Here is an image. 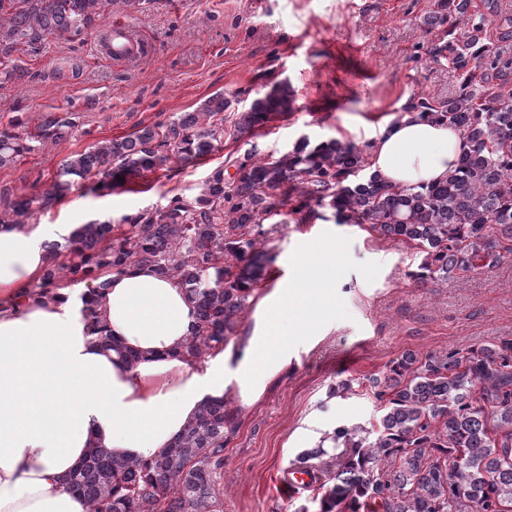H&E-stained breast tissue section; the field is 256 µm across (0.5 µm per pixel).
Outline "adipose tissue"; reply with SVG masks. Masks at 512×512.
I'll use <instances>...</instances> for the list:
<instances>
[{
  "mask_svg": "<svg viewBox=\"0 0 512 512\" xmlns=\"http://www.w3.org/2000/svg\"><path fill=\"white\" fill-rule=\"evenodd\" d=\"M465 148L456 128L405 112L372 138L367 156L386 183L414 187L446 179ZM49 261L33 231L0 225V512H88L67 477L92 443L120 458L162 451L228 383L253 394L283 369L282 355L266 350L268 337L281 333L280 313L298 332L336 309L334 250L301 254L305 275L260 299L228 382L223 351L201 370L180 355L196 323L185 292L135 267L110 275L101 308L114 339L141 354L132 366L96 341L72 289L31 294Z\"/></svg>",
  "mask_w": 512,
  "mask_h": 512,
  "instance_id": "adipose-tissue-1",
  "label": "adipose tissue"
}]
</instances>
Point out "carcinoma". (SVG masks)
<instances>
[{"instance_id": "obj_1", "label": "carcinoma", "mask_w": 512, "mask_h": 512, "mask_svg": "<svg viewBox=\"0 0 512 512\" xmlns=\"http://www.w3.org/2000/svg\"><path fill=\"white\" fill-rule=\"evenodd\" d=\"M152 0H0V84L21 79L12 54L36 50L50 35L80 36L115 9ZM472 0H436L423 19L448 26V39L426 49L455 73L458 91L444 100L413 96L403 110L429 113L460 130L468 144L444 182L397 189L368 171L363 151L336 139L305 138L276 156H249L235 173L218 167L193 198L138 211L122 223L91 221L66 242L49 241L36 288L50 295L65 283H87L81 313L106 349L114 338L98 313L110 272L147 266L175 279L194 302L196 327L183 356L198 361L222 349L273 256L263 249V222L282 206L291 213L328 206L338 221L367 224L423 253L413 280L425 285L512 254V22L489 29ZM294 93L278 83L238 111L233 135L250 138L293 109ZM232 101L217 92L195 111L140 127L63 161L50 188L30 197L0 191V224L23 226L33 205L47 208L90 177L93 192L169 164L194 165L218 148ZM75 125L71 112L51 113L33 129L0 130V168L34 144L56 141ZM480 385L473 404L471 387ZM383 415L378 428L340 427L346 452L335 481L312 498L314 512H512V344L453 351L445 359L407 352L371 379ZM224 398L206 400L169 448L116 459L91 448L68 477L89 512H222Z\"/></svg>"}]
</instances>
